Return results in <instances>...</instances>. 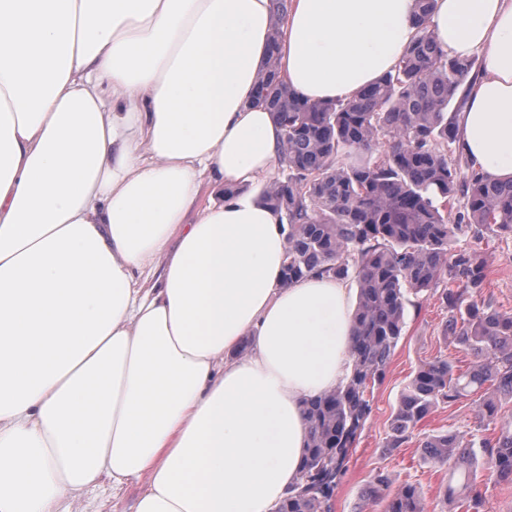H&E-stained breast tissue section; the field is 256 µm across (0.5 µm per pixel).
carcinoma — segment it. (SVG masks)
Returning <instances> with one entry per match:
<instances>
[{
    "label": "carcinoma",
    "mask_w": 512,
    "mask_h": 512,
    "mask_svg": "<svg viewBox=\"0 0 512 512\" xmlns=\"http://www.w3.org/2000/svg\"><path fill=\"white\" fill-rule=\"evenodd\" d=\"M418 2L417 35L399 63L346 102L310 104L290 88L277 67L278 28L258 81L257 102L283 130L284 175L258 199L288 225L284 283L319 273L357 285L349 373L306 404L301 479L277 512H331L349 448L372 411L367 389L386 376L411 293L439 295L448 309L445 334L471 365L460 371L438 357L422 363L392 412L387 447H401L441 405L480 394L476 419L484 427L497 424L502 405L512 401V316L469 295L484 287V256L450 250L464 224L478 234L512 235V180H491L473 168L459 182L456 116L465 102L461 87L479 63L442 54L427 25L433 0ZM447 280L456 287L439 289ZM421 450L426 462L448 466L443 501L463 512H481L476 471L512 483L510 421L492 437L432 434ZM368 508L425 512L415 486L392 490L382 474L355 512Z\"/></svg>",
    "instance_id": "cac0c4a2"
}]
</instances>
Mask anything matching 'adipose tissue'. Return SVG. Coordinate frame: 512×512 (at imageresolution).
Masks as SVG:
<instances>
[{
    "instance_id": "adipose-tissue-1",
    "label": "adipose tissue",
    "mask_w": 512,
    "mask_h": 512,
    "mask_svg": "<svg viewBox=\"0 0 512 512\" xmlns=\"http://www.w3.org/2000/svg\"><path fill=\"white\" fill-rule=\"evenodd\" d=\"M416 0H0V512H276L305 405L348 373L347 284L282 283L280 214L245 194L280 158L254 105L278 68L350 99L415 32ZM440 51L478 58L457 146L512 179V0H434ZM234 197L202 205L204 183ZM249 352L233 357L243 338ZM138 486H128L112 498V489L103 485L71 503L72 512H133L139 494Z\"/></svg>"
}]
</instances>
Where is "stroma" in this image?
Listing matches in <instances>:
<instances>
[{"instance_id": "obj_1", "label": "stroma", "mask_w": 512, "mask_h": 512, "mask_svg": "<svg viewBox=\"0 0 512 512\" xmlns=\"http://www.w3.org/2000/svg\"><path fill=\"white\" fill-rule=\"evenodd\" d=\"M453 248L477 250L485 255L490 272L481 295L491 299L500 311L512 314V236L479 237L462 231L457 233ZM447 319V309L434 296L416 297L414 306L408 307L403 335L386 377L372 390V415L350 452L331 500L332 512H353L362 493L380 472L389 475L394 485H416L422 492L427 512H441L439 492L448 480V473L425 462L419 444L425 436L446 430L476 433L478 422L472 401L466 399L450 407H438L401 448L390 451L385 443L390 416L400 393L422 361L442 355L460 368H467L468 357L443 337ZM138 494L135 485L117 495L105 485L72 501L71 512H133Z\"/></svg>"}]
</instances>
